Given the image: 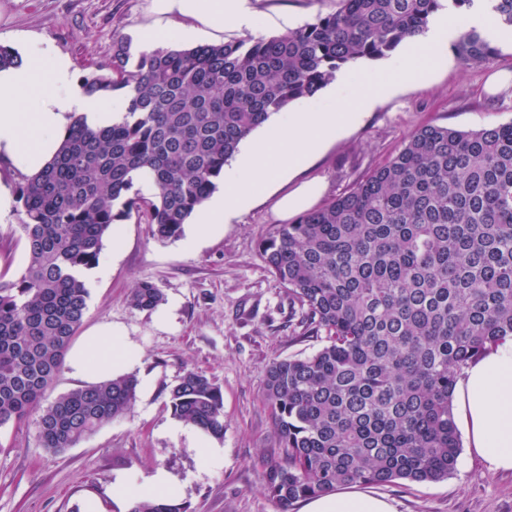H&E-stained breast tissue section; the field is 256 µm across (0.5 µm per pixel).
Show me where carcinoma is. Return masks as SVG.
Listing matches in <instances>:
<instances>
[{"instance_id":"cac0c4a2","label":"carcinoma","mask_w":512,"mask_h":512,"mask_svg":"<svg viewBox=\"0 0 512 512\" xmlns=\"http://www.w3.org/2000/svg\"><path fill=\"white\" fill-rule=\"evenodd\" d=\"M443 2L339 0L336 12L284 35L135 58L114 39L112 67L84 88L123 93L122 119L94 129L77 117L53 163L19 186L28 262L17 279L0 272V428L35 414L42 447L61 451L129 414L138 381L128 374L46 401L112 225L142 215L154 237L177 240L246 136L341 69L424 32ZM485 2L512 30V0H451L462 14ZM454 49L468 65L499 53L476 29ZM140 180L156 193L134 190ZM259 250L322 342L265 367L263 400L283 456L267 462L263 490L288 512L345 485L452 474L462 448L456 383L512 339V121L420 128L349 192L273 225ZM161 301L149 282L129 295L141 310ZM169 399L176 418L224 437L223 393L204 373L186 372ZM129 512L188 507L155 496Z\"/></svg>"}]
</instances>
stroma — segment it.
I'll use <instances>...</instances> for the list:
<instances>
[{"mask_svg": "<svg viewBox=\"0 0 512 512\" xmlns=\"http://www.w3.org/2000/svg\"><path fill=\"white\" fill-rule=\"evenodd\" d=\"M339 0H252L257 27L225 24L217 42L278 36L336 11ZM149 0H0V45L23 55L22 38L34 33L67 53L77 77L112 64L114 36L133 37L153 23ZM484 65H465L454 49L429 64L426 79L395 75L394 93L381 98L348 135L313 160L306 177L324 180L326 199L348 192L396 155L408 136L432 124L468 131L512 120V38ZM506 85L491 92L493 75ZM267 199L191 248L153 237L149 224H117L90 271L88 310L80 326L121 330L142 356L134 374L140 388L131 412L100 427L75 447L42 448L34 419L0 428V512H72L95 504L99 512H128L119 486L168 474L189 512H280L261 487L264 462L281 448L262 399L267 363L308 355L320 341L302 310L266 269L261 239L276 224ZM19 215L0 223V269L20 276L27 264L18 244ZM142 281L162 294L153 310H139L128 295ZM206 374L224 395L223 439L181 424L168 404L186 371ZM394 512H512V473L491 471L462 451L455 471L432 483L400 480L366 488Z\"/></svg>", "mask_w": 512, "mask_h": 512, "instance_id": "stroma-1", "label": "stroma"}]
</instances>
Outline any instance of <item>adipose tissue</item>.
Segmentation results:
<instances>
[{
	"instance_id": "1",
	"label": "adipose tissue",
	"mask_w": 512,
	"mask_h": 512,
	"mask_svg": "<svg viewBox=\"0 0 512 512\" xmlns=\"http://www.w3.org/2000/svg\"><path fill=\"white\" fill-rule=\"evenodd\" d=\"M150 10L165 18L162 26L140 29L137 43L152 46L166 38L193 39L225 23L255 26L247 0H151ZM454 17L436 20L411 38L407 55L387 67L396 73L447 49L461 35ZM125 107L121 98L88 95L76 77L70 57L50 40H25L20 63L0 68V162L16 173H40L58 153L74 115L93 128L110 126ZM137 349L125 343L111 325L94 330L68 355L72 374L98 382L134 368ZM455 416L465 429L468 447L495 471L512 472V340L486 351L470 364L454 391ZM307 512H393L384 498L352 486L313 498Z\"/></svg>"
}]
</instances>
